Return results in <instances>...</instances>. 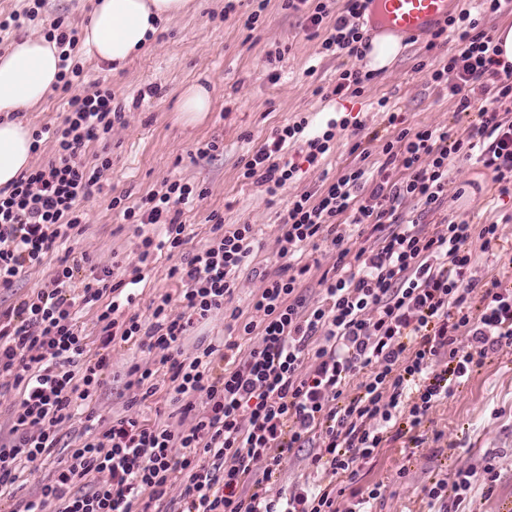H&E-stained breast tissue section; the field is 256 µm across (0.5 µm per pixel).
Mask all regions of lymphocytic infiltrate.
<instances>
[{"label":"lymphocytic infiltrate","instance_id":"obj_1","mask_svg":"<svg viewBox=\"0 0 512 512\" xmlns=\"http://www.w3.org/2000/svg\"><path fill=\"white\" fill-rule=\"evenodd\" d=\"M370 2L344 0L335 14L325 0H284L283 6L305 13V29L324 51L354 60L367 49L362 20ZM51 27L69 110L48 133L55 159L0 192V288L12 287L70 239L82 222L80 203L92 198L109 166L88 164L82 153L87 142L111 133L112 93H76L82 72L70 66L69 49L77 31L59 20ZM439 32L451 34L454 45L446 64L429 75L456 104L452 122L411 129L400 113H390L391 133L376 169L360 161L291 198L279 237L284 263L263 276L250 316L231 312L236 339L189 357L182 349L189 328L223 311L258 246L252 225L228 229L216 213L209 217L211 243L169 270L181 284L178 296L154 301L147 322L130 310L127 284H139L143 266L159 252L172 254L186 243L182 207L197 191L178 180L133 206L111 202L128 223L163 231L159 238L142 235L130 280H114L105 268L77 284L81 262L65 256L44 287L0 309V390L19 395L8 432L0 434V496L14 497L21 468L51 459L58 428L76 411H85L88 421L69 463L35 497L16 499L12 512H152L175 486L180 512H372L381 487L357 488L359 472L404 428L424 425L435 403L464 384L488 352H512V280L472 275L475 238L498 263L512 266V244L503 242L497 225L452 220L429 226L399 212L409 201L422 214L438 212L453 159L482 163L491 173L492 199L512 200V120L500 113L512 105V69L500 67L491 31L470 12L449 16ZM307 126L303 118L277 129L245 161L243 178L273 196L301 163L316 166L332 130L309 139L303 159L286 151ZM350 226L357 229L355 249ZM322 243L335 261L311 303L301 293L311 269L304 258ZM92 308L98 311L93 353L79 325ZM118 340L160 359L130 366L133 409L99 431L92 403ZM352 376L359 383L348 395ZM163 377L182 414L192 418L188 428L150 424L137 411ZM306 446L314 449L312 465L329 471L328 484L269 498L264 483L288 452ZM204 455L217 466L201 464ZM497 480L489 462L480 482L462 470L454 482L437 481L425 494L458 506L474 489L492 494Z\"/></svg>","mask_w":512,"mask_h":512}]
</instances>
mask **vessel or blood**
Segmentation results:
<instances>
[{"instance_id": "1", "label": "vessel or blood", "mask_w": 512, "mask_h": 512, "mask_svg": "<svg viewBox=\"0 0 512 512\" xmlns=\"http://www.w3.org/2000/svg\"><path fill=\"white\" fill-rule=\"evenodd\" d=\"M455 0H372L370 25L379 33L421 38L447 19Z\"/></svg>"}]
</instances>
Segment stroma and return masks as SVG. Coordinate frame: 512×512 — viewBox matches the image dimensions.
<instances>
[{
    "label": "stroma",
    "instance_id": "stroma-1",
    "mask_svg": "<svg viewBox=\"0 0 512 512\" xmlns=\"http://www.w3.org/2000/svg\"><path fill=\"white\" fill-rule=\"evenodd\" d=\"M226 0H188L185 12L164 22L151 48L119 71L86 55L75 46L71 60L82 67L83 92L110 90L112 105L123 113L105 139L88 142L84 158H108L110 166L100 179L101 189L83 203V222L71 239L74 252H88L96 268H113L116 278L137 263L139 239L133 226L112 210V198L135 203L159 190L167 180H181L202 189L181 220L187 226L184 254H191L211 239L209 215L218 213L225 225H253L260 248L242 269L226 310L250 314L254 294L264 274L278 271L280 225L291 196L312 191L322 179L336 177L356 158L350 148L355 141L370 143L378 154L372 135H386L387 116L377 107L387 100L390 110L401 113L406 125L442 126L451 121L455 105L447 90L430 80V69L447 61L446 49L426 50L424 43L402 41L392 64L379 71L362 95L323 99L316 87H331L340 72L367 61L351 62L321 49L320 41L308 38L304 13L284 9L282 0H238L235 11L225 12ZM37 8L35 20L12 34L13 39L47 35L50 23L62 18L71 27L83 28L92 9L91 0H0V20L12 13ZM258 12L254 29L244 22ZM426 70H419V63ZM207 83L213 110L198 124L182 122L177 100L193 83ZM389 110V111H390ZM308 118L306 138L325 130L336 121L330 148L315 168H302L286 187L271 197L263 187L244 181L241 172L248 155L257 150L282 126ZM218 151L206 152L209 142ZM490 173L476 161L455 162L448 185L449 219L474 224H495L505 241H512V222L503 217L511 209L488 204L482 189ZM63 249L45 257L42 265L28 269L11 289H0V308L43 286L57 266ZM172 258L162 255L144 271L138 286L134 310L149 319L153 300L164 294L177 295L179 284L170 278ZM139 347L119 343L112 349V364L103 374L95 403L96 427L105 429L127 413L133 393L127 388V372L132 363L147 360ZM138 411L151 421L183 429L190 418L180 412V404L167 386L142 402ZM86 425L84 415H76L58 433L59 443L50 463L34 472H23L19 495L34 491L48 480L57 466L67 462ZM443 432L433 441L434 432ZM421 434L419 448H411L408 437L381 449L372 464L360 471L356 484L367 487L383 484L374 512H439L429 502L425 487L439 479H454L457 471H481L488 458H496L501 478L491 496L475 495L466 512H512V353L489 354L482 366L454 394L439 402ZM311 448H295L283 462L277 478L267 484L269 497H284L303 484H325L328 472L311 464ZM407 469L399 477V469Z\"/></svg>",
    "mask_w": 512,
    "mask_h": 512
}]
</instances>
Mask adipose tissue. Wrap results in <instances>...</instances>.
<instances>
[{
	"mask_svg": "<svg viewBox=\"0 0 512 512\" xmlns=\"http://www.w3.org/2000/svg\"><path fill=\"white\" fill-rule=\"evenodd\" d=\"M187 0H94L82 44L98 62L120 70L150 48L160 25L181 15ZM59 51L44 36L13 42L0 54V189L31 166L34 130L15 119L58 82Z\"/></svg>",
	"mask_w": 512,
	"mask_h": 512,
	"instance_id": "ef3b65f1",
	"label": "adipose tissue"
}]
</instances>
